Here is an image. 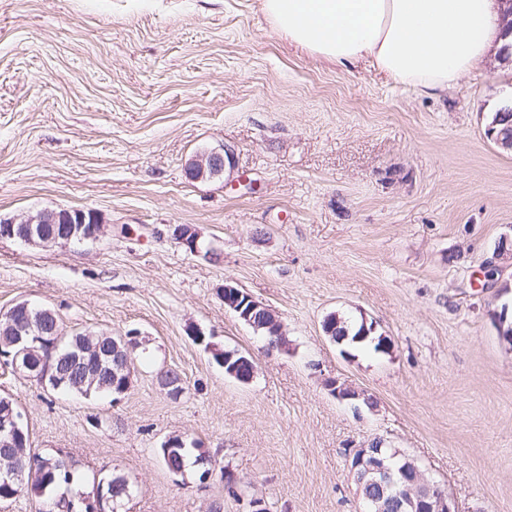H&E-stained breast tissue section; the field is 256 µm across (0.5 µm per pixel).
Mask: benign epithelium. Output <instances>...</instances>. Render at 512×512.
<instances>
[{
	"mask_svg": "<svg viewBox=\"0 0 512 512\" xmlns=\"http://www.w3.org/2000/svg\"><path fill=\"white\" fill-rule=\"evenodd\" d=\"M498 122L503 128L497 131L494 141L503 148L512 150V105L500 110ZM224 171V154L210 152L199 156L188 167V175L193 180L214 177ZM100 224L95 212H89V223L64 224L62 214L55 210H42L23 219H0V239L19 240L26 244L50 246L67 244L74 239H98ZM173 237L189 251L199 250L198 234L189 225L174 227ZM224 308L231 311L240 321L252 327L256 316L263 317L265 328L270 336H282V324L276 313L251 295L224 282L222 289ZM49 314L41 310L32 315L29 304L21 303L14 307L8 318L14 327L15 343L26 342L32 336L43 335L41 319ZM87 352H100L95 343V334L90 333L87 342L80 345L79 352L63 355L70 365H78ZM105 362L112 368L114 379L122 380L130 387L132 364L131 352H124L119 345L104 353ZM13 370L30 379L40 375V364L18 352L12 359ZM227 374L236 380L248 383L256 372V366L244 371L239 365L224 358ZM23 415L19 410L0 413V447L11 448L19 432V422ZM350 472L357 486L358 496L364 509L362 512H455L454 503L447 492L434 482L418 462L392 448L389 454L378 447L352 448L348 453ZM23 481V470L15 466L6 456H0V484L9 485ZM86 512H113L111 498L101 493L95 499L83 501Z\"/></svg>",
	"mask_w": 512,
	"mask_h": 512,
	"instance_id": "benign-epithelium-1",
	"label": "benign epithelium"
}]
</instances>
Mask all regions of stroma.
I'll list each match as a JSON object with an SVG mask.
<instances>
[{
    "instance_id": "1",
    "label": "stroma",
    "mask_w": 512,
    "mask_h": 512,
    "mask_svg": "<svg viewBox=\"0 0 512 512\" xmlns=\"http://www.w3.org/2000/svg\"><path fill=\"white\" fill-rule=\"evenodd\" d=\"M511 100L510 59L420 93L296 49L261 0H0V219L102 220L95 242L0 240V315L25 302L68 334L140 333L115 398L0 361L32 446L124 477L120 512H359L346 453L374 440L457 512H512V346L492 317L512 262L485 275L512 233V152L486 134ZM224 148L223 175L189 179ZM179 224L198 252L169 235ZM227 282L278 314L287 350L225 309ZM331 314L373 322L389 350L333 342ZM215 348L250 352L253 380ZM170 368L176 397L157 381ZM176 434L201 442L207 482L161 461Z\"/></svg>"
}]
</instances>
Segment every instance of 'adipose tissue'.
<instances>
[{
	"instance_id": "1",
	"label": "adipose tissue",
	"mask_w": 512,
	"mask_h": 512,
	"mask_svg": "<svg viewBox=\"0 0 512 512\" xmlns=\"http://www.w3.org/2000/svg\"><path fill=\"white\" fill-rule=\"evenodd\" d=\"M262 8L301 50L339 64L368 60L427 93L488 65L500 35L495 0H262Z\"/></svg>"
}]
</instances>
